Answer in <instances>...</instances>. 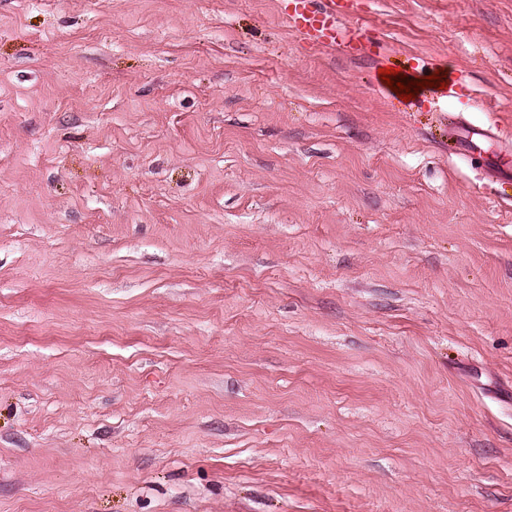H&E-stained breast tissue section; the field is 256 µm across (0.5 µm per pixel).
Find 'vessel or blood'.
<instances>
[{
  "instance_id": "1",
  "label": "vessel or blood",
  "mask_w": 512,
  "mask_h": 512,
  "mask_svg": "<svg viewBox=\"0 0 512 512\" xmlns=\"http://www.w3.org/2000/svg\"><path fill=\"white\" fill-rule=\"evenodd\" d=\"M281 17L290 29L316 36L327 45L353 46L358 29L341 24L338 0H281Z\"/></svg>"
}]
</instances>
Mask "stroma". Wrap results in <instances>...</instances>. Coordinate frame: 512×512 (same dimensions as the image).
I'll return each mask as SVG.
<instances>
[{"label": "stroma", "instance_id": "35a3bbf8", "mask_svg": "<svg viewBox=\"0 0 512 512\" xmlns=\"http://www.w3.org/2000/svg\"><path fill=\"white\" fill-rule=\"evenodd\" d=\"M343 12L0 0V512H512V0ZM281 17L290 29L316 36L323 44L353 47L359 31L340 23L337 0H281Z\"/></svg>", "mask_w": 512, "mask_h": 512}]
</instances>
